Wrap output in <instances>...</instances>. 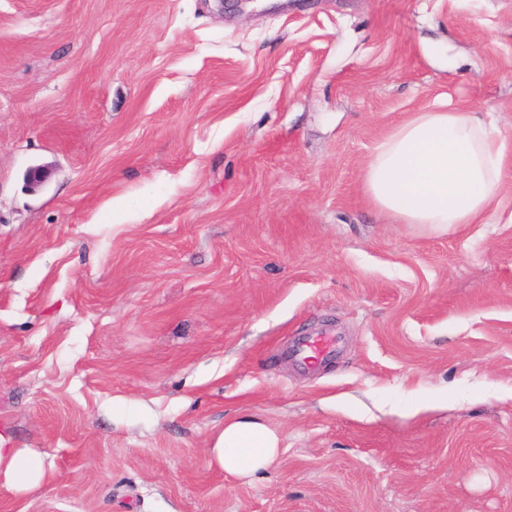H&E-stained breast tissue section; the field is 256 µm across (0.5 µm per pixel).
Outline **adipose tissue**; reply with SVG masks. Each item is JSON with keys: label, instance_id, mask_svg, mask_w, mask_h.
Wrapping results in <instances>:
<instances>
[{"label": "adipose tissue", "instance_id": "obj_1", "mask_svg": "<svg viewBox=\"0 0 512 512\" xmlns=\"http://www.w3.org/2000/svg\"><path fill=\"white\" fill-rule=\"evenodd\" d=\"M505 142L493 122L465 109L415 113L377 147L363 175L374 206L402 224L447 234L489 215L503 179ZM278 432L256 417L226 420L207 457L210 466L250 478L275 461ZM46 469L38 452L12 448L0 435V486L32 491Z\"/></svg>", "mask_w": 512, "mask_h": 512}]
</instances>
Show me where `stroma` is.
<instances>
[{"instance_id":"obj_1","label":"stroma","mask_w":512,"mask_h":512,"mask_svg":"<svg viewBox=\"0 0 512 512\" xmlns=\"http://www.w3.org/2000/svg\"><path fill=\"white\" fill-rule=\"evenodd\" d=\"M278 2L0 0V432L47 469L0 512H512V0ZM459 107L496 212L393 223L366 164ZM336 342V336L309 337L304 339L291 354L299 361L312 365L317 363L321 357L333 352L336 348ZM280 436L256 417L229 419L207 448L209 465L228 476L251 478L272 465L278 456Z\"/></svg>"}]
</instances>
